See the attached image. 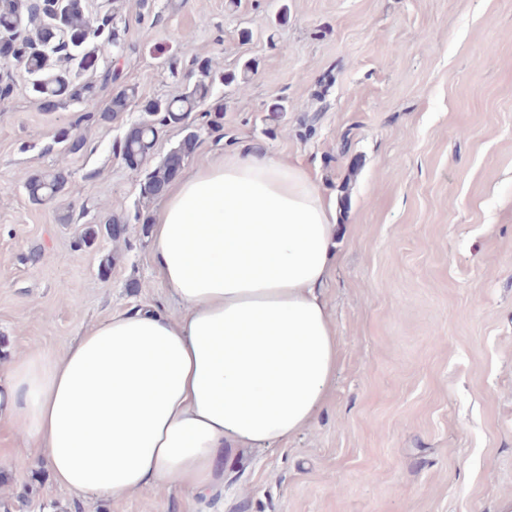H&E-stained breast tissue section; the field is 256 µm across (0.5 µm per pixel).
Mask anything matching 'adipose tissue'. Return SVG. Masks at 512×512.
I'll list each match as a JSON object with an SVG mask.
<instances>
[{"label":"adipose tissue","mask_w":512,"mask_h":512,"mask_svg":"<svg viewBox=\"0 0 512 512\" xmlns=\"http://www.w3.org/2000/svg\"><path fill=\"white\" fill-rule=\"evenodd\" d=\"M336 206L299 161L220 153L167 187L151 261L181 312L129 308L64 351L0 368V425L75 497L192 490L223 512L224 462L307 428L336 376L323 288Z\"/></svg>","instance_id":"ef3b65f1"}]
</instances>
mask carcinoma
Returning a JSON list of instances; mask_svg holds the SVG:
<instances>
[{"instance_id": "obj_1", "label": "carcinoma", "mask_w": 512, "mask_h": 512, "mask_svg": "<svg viewBox=\"0 0 512 512\" xmlns=\"http://www.w3.org/2000/svg\"><path fill=\"white\" fill-rule=\"evenodd\" d=\"M43 20L35 29L33 37H28L16 47V35L20 29L30 23L29 12L20 8L17 0H0V43L16 50V60L22 64L26 73L36 74L44 78L40 83L32 84L43 108L55 109L58 106L77 100L92 109L96 105L97 93L91 84L81 86L74 83L68 63H60V55L66 47L79 48L82 54L81 68L95 66L94 55L85 51L90 42H110L118 44V34L108 30L109 23L92 27L83 10L67 8L57 2L44 6ZM199 79L193 86L179 89L160 99L147 102L143 111L152 114V123L144 121L132 124L126 131L116 155L130 169L141 168L150 157L159 129L170 123L185 122L192 113L202 112L207 118V126L211 130L222 127L224 103L212 98L213 76L206 61H195ZM136 97L133 87H124L112 97V110L101 114V119L112 120L118 113L127 110L129 102ZM197 135L189 132L181 143L171 150L152 171L145 175L140 184L139 199L144 202L157 199L165 192L168 184L179 174L185 160L193 153ZM56 141L67 145L69 151L77 153L85 146V139L72 134L71 129L62 128L56 134ZM70 174L57 169L47 173L31 176L25 189L28 198L35 204L58 197L66 190ZM138 224L148 223V216L140 209L134 216H116L108 219L104 225L89 223L82 229L79 241L90 246L98 238L100 232H106L110 238L121 236L130 221Z\"/></svg>"}]
</instances>
